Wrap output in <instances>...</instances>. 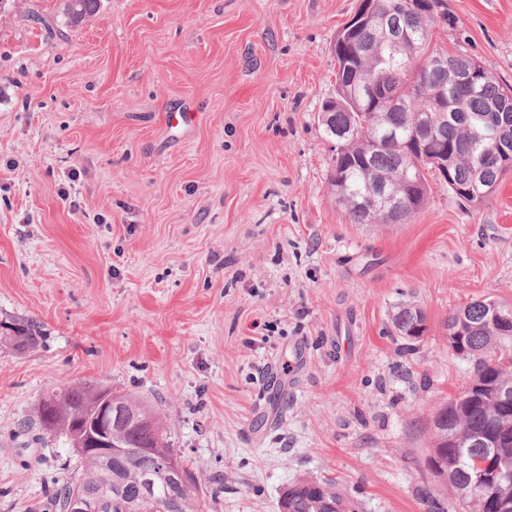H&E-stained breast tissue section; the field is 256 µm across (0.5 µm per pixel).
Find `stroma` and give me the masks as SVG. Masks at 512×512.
I'll return each mask as SVG.
<instances>
[{
	"mask_svg": "<svg viewBox=\"0 0 512 512\" xmlns=\"http://www.w3.org/2000/svg\"><path fill=\"white\" fill-rule=\"evenodd\" d=\"M358 5L100 0L70 26L65 0H0V512L78 477L31 422L75 382L152 403L210 512H278L298 478L360 512L448 508L431 420L470 364L442 325L512 304V173L477 207L434 180L407 223L349 222L319 113ZM448 7L437 36L512 84V0ZM393 325L399 335L408 340L422 338L427 330L425 313L416 306L403 307L395 316Z\"/></svg>",
	"mask_w": 512,
	"mask_h": 512,
	"instance_id": "1",
	"label": "stroma"
}]
</instances>
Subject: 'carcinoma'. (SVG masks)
I'll use <instances>...</instances> for the list:
<instances>
[{
    "label": "carcinoma",
    "mask_w": 512,
    "mask_h": 512,
    "mask_svg": "<svg viewBox=\"0 0 512 512\" xmlns=\"http://www.w3.org/2000/svg\"><path fill=\"white\" fill-rule=\"evenodd\" d=\"M99 0H67L71 24L92 15ZM370 8L371 23L354 40L337 31L336 98L322 108L325 135L336 143L331 158L330 183L343 182L342 200L350 223L373 224L381 201L376 184H393L404 168L414 184L401 211L384 220L405 224L419 213L428 198V176L445 184L461 202L478 206L496 191L512 171L493 157L503 146L512 154V86L499 80L476 57L454 53L434 40L438 26L456 28L457 18L448 0H360L358 9ZM398 33L403 42L389 49L386 38ZM444 54L453 71L474 70L477 81L466 85L430 66ZM429 120L432 140L423 156L409 157L405 137L416 117ZM391 132L397 138L374 148L375 134ZM393 325L408 340L427 330L426 316L416 306L402 308ZM448 347L468 358L472 368L466 390L441 403L432 417L431 475L449 491L470 480L473 459L483 456L477 437L500 439V458L512 463V397L498 390L512 387V306L496 300H475L449 313L445 323ZM102 386L78 382L41 398L34 421L42 431L66 438L81 466L79 478L52 489L50 512H69L74 496L84 490L99 494V512H207L208 496L194 472L172 448L162 418L146 401L130 393L112 391L123 404L122 415L112 420V434L121 450L107 460L79 447V438L92 415ZM485 494L477 499H456L462 512H512V490L501 492L498 477L489 473ZM279 512H357L355 502L328 480L298 479L278 499Z\"/></svg>",
    "instance_id": "obj_1"
}]
</instances>
